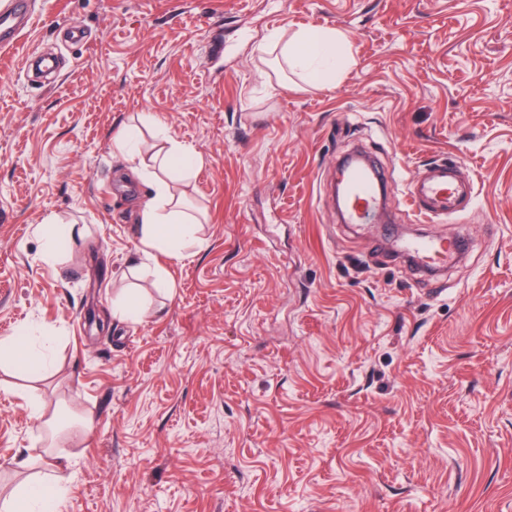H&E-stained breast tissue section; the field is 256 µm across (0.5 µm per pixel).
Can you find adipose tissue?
<instances>
[{
  "mask_svg": "<svg viewBox=\"0 0 512 512\" xmlns=\"http://www.w3.org/2000/svg\"><path fill=\"white\" fill-rule=\"evenodd\" d=\"M280 57L299 68L311 81L331 83L351 65L352 57L343 35L333 29L304 30L292 38L273 36ZM157 142L150 159L141 157L139 127H125L112 144L113 150L132 162L137 176L151 183L152 193L139 211V234L144 256L140 267L153 275L163 291H170L165 270L156 264V256L185 258L205 247L199 222L188 213L183 202L185 179L196 169L194 152L169 136L164 126H157ZM0 349L10 354L12 369L23 375L47 372V359L32 354L30 336L18 329L13 336L0 340Z\"/></svg>",
  "mask_w": 512,
  "mask_h": 512,
  "instance_id": "obj_1",
  "label": "adipose tissue"
}]
</instances>
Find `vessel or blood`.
<instances>
[{
    "mask_svg": "<svg viewBox=\"0 0 512 512\" xmlns=\"http://www.w3.org/2000/svg\"><path fill=\"white\" fill-rule=\"evenodd\" d=\"M29 19L28 0H5L0 5V47H12ZM345 181L348 191L345 217L348 223H372L381 205L376 171L366 163L353 162L347 166ZM464 194L452 165L448 164L431 166L412 185L410 197L420 214L445 216L456 212ZM458 248L457 240L444 237L409 240L401 245L402 251L434 263L454 260Z\"/></svg>",
    "mask_w": 512,
    "mask_h": 512,
    "instance_id": "1",
    "label": "vessel or blood"
}]
</instances>
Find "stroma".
<instances>
[{
  "label": "stroma",
  "instance_id": "obj_1",
  "mask_svg": "<svg viewBox=\"0 0 512 512\" xmlns=\"http://www.w3.org/2000/svg\"><path fill=\"white\" fill-rule=\"evenodd\" d=\"M0 49V492L42 472L64 512H512V0H31ZM331 28L312 85L267 43ZM200 158L205 248L135 267L146 185L113 156L151 120ZM390 176L382 221L470 249L427 274L342 223L338 160ZM473 197L428 218L412 182ZM79 233L51 259L47 217ZM123 288L141 321L112 315ZM56 336L52 350L41 338ZM90 417L47 437L32 411ZM410 197L419 214L448 216L457 211L466 191L457 181L453 165L431 166L411 187ZM0 349L10 354L12 370L23 375H39L48 371L46 358L37 357L30 350V336L25 329L19 328L13 336L0 340Z\"/></svg>",
  "mask_w": 512,
  "mask_h": 512
}]
</instances>
